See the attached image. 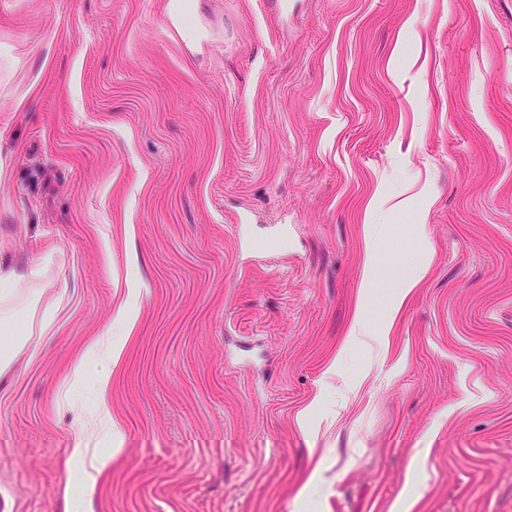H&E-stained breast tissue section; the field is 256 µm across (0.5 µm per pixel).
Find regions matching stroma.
Masks as SVG:
<instances>
[{"mask_svg": "<svg viewBox=\"0 0 512 512\" xmlns=\"http://www.w3.org/2000/svg\"><path fill=\"white\" fill-rule=\"evenodd\" d=\"M46 255L0 512H512V0H0V258ZM87 427L102 439L111 440L113 437L114 440V436L118 434V424L115 418L111 417L103 408L97 409L88 415L82 428L86 430Z\"/></svg>", "mask_w": 512, "mask_h": 512, "instance_id": "35a3bbf8", "label": "stroma"}]
</instances>
